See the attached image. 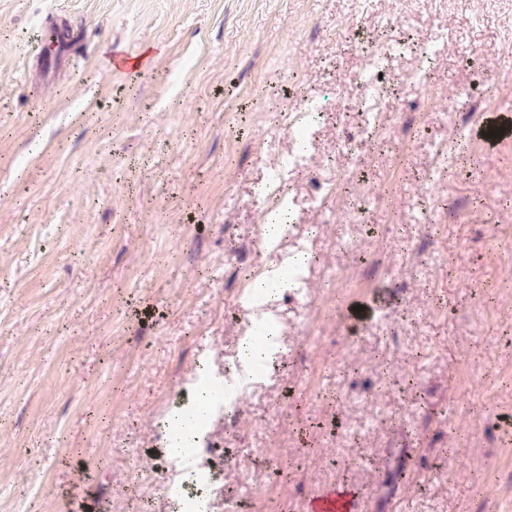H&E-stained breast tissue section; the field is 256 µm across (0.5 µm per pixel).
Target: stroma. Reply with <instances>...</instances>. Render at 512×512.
<instances>
[{
	"label": "stroma",
	"instance_id": "obj_1",
	"mask_svg": "<svg viewBox=\"0 0 512 512\" xmlns=\"http://www.w3.org/2000/svg\"><path fill=\"white\" fill-rule=\"evenodd\" d=\"M57 24L70 40L51 51ZM387 32L400 72L445 38L433 82L472 95L385 94L393 122L355 165L353 80ZM509 34L512 0H0V512H171L158 417L199 361L232 369L248 274L299 239L314 262L277 292V365L236 398L249 425L209 428L210 512H303L338 482L359 512H512V140L425 182L487 78L512 109ZM117 49L149 67L111 69ZM306 98L325 116L291 177L297 236L271 249L254 190L296 149L273 113ZM329 173L370 191L349 247L312 202ZM422 239L441 263L405 268ZM381 289L384 308L348 319ZM148 305L163 319L138 321Z\"/></svg>",
	"mask_w": 512,
	"mask_h": 512
}]
</instances>
